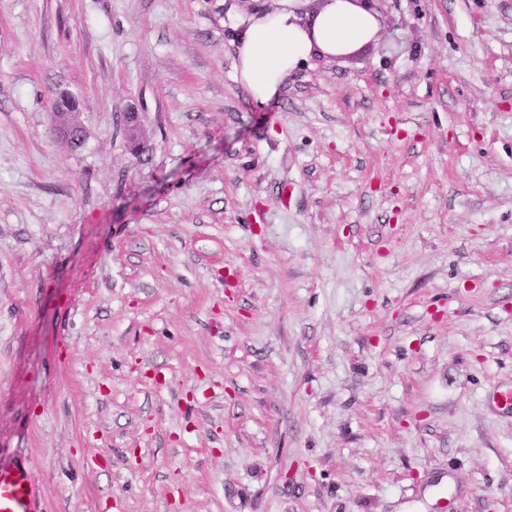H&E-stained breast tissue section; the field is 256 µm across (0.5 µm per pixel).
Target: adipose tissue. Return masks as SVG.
Listing matches in <instances>:
<instances>
[{"label":"adipose tissue","mask_w":512,"mask_h":512,"mask_svg":"<svg viewBox=\"0 0 512 512\" xmlns=\"http://www.w3.org/2000/svg\"><path fill=\"white\" fill-rule=\"evenodd\" d=\"M237 32L235 70L252 100L280 95L288 77L310 59L349 55L376 40L380 15L370 0H254L227 15Z\"/></svg>","instance_id":"1"}]
</instances>
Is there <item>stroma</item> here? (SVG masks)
I'll list each match as a JSON object with an SVG mask.
<instances>
[{"label": "stroma", "mask_w": 512, "mask_h": 512, "mask_svg": "<svg viewBox=\"0 0 512 512\" xmlns=\"http://www.w3.org/2000/svg\"><path fill=\"white\" fill-rule=\"evenodd\" d=\"M373 5L260 105L249 0H0V461L43 512H512V0Z\"/></svg>", "instance_id": "35a3bbf8"}]
</instances>
